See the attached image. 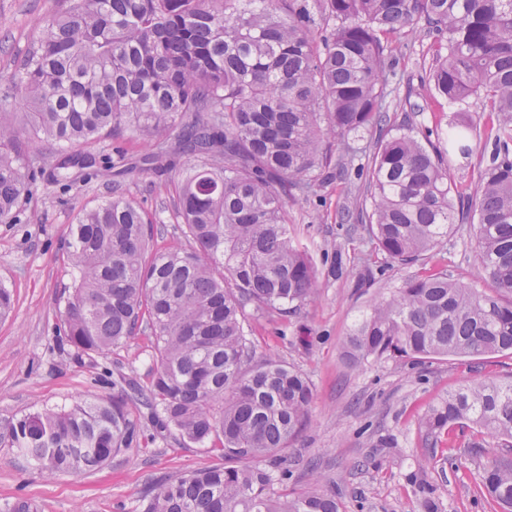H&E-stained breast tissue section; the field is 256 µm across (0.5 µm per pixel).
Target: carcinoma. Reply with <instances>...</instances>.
Here are the masks:
<instances>
[{"label":"carcinoma","instance_id":"obj_1","mask_svg":"<svg viewBox=\"0 0 512 512\" xmlns=\"http://www.w3.org/2000/svg\"><path fill=\"white\" fill-rule=\"evenodd\" d=\"M424 23L436 37L433 90L462 106L482 95L493 143L479 172L476 262L494 291L436 270L374 302L346 337L354 364L384 356L481 357L512 351V0H68L43 21L17 73L36 135L73 147L102 133L166 135L193 158L173 163L168 187L189 249L155 247L163 227L112 183L70 227L77 276L56 340L105 354L147 326L150 387L121 377L112 399L43 408L0 423V443L46 475L77 476L140 440L133 407L162 429L218 447L224 465L170 478L146 512H342L316 489L281 492L270 466L305 425L313 399L297 369L256 359L246 318L286 316L319 291L295 243L288 197L329 178L322 143L369 133L365 230L386 258L411 263L444 243L455 223L448 167L470 155L474 129L448 125V148L428 150L389 126L385 41ZM21 132L0 120V220L35 180ZM167 142L142 156L162 166ZM68 154L55 168L93 166ZM475 426L512 447V383L464 385L432 405L421 426L438 441ZM482 485L512 512V460L494 458Z\"/></svg>","mask_w":512,"mask_h":512}]
</instances>
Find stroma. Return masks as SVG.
Masks as SVG:
<instances>
[{
	"label": "stroma",
	"instance_id": "stroma-1",
	"mask_svg": "<svg viewBox=\"0 0 512 512\" xmlns=\"http://www.w3.org/2000/svg\"><path fill=\"white\" fill-rule=\"evenodd\" d=\"M64 5V0H0V95L37 39L38 21ZM392 46L385 55L391 125L409 124L418 136L460 119L483 125V97L472 96L461 112L433 96L432 37L407 27ZM408 100L418 111H406ZM471 145L469 159L448 173L460 221L440 247L409 264L385 258L362 225L345 218V210L357 208L363 197L355 176L332 178L288 201L295 241L310 255L321 290L296 313L251 316L247 324L257 356L280 359L313 387L309 418L282 458L289 488L315 487L335 495L343 512H500L481 475L492 457L512 458V448L471 428L434 444L420 422L433 403L462 385L512 381V353L419 363L383 357L355 365L343 347L376 299L433 267L447 269L452 281L491 290L475 262L473 226L462 215L463 197L473 193L492 146L482 136L473 137ZM55 174L52 163H45L11 221L0 223V286L14 298L12 315L0 320V421L45 407L108 400L112 388L98 379L104 366L149 387L155 366L154 337L146 327L105 355L78 358L58 348L53 331L74 284L64 244L78 211L107 197L108 180L73 169L63 185ZM167 180L164 173L134 172L123 185L129 201L164 220L160 246L185 249L189 243L178 229ZM141 433L139 447L77 477H45L0 444V512L18 500L33 501L43 512H144L145 495L156 481L224 463L220 452L176 431L156 430L149 420H142ZM381 438L390 440V447H377Z\"/></svg>",
	"mask_w": 512,
	"mask_h": 512
}]
</instances>
